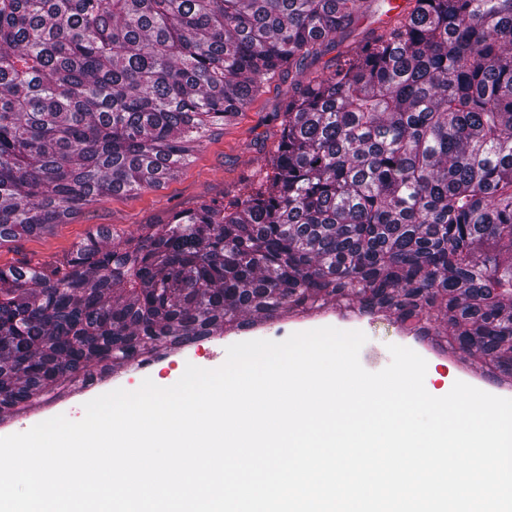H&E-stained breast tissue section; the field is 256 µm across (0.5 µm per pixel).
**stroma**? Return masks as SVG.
Instances as JSON below:
<instances>
[{
    "label": "stroma",
    "mask_w": 512,
    "mask_h": 512,
    "mask_svg": "<svg viewBox=\"0 0 512 512\" xmlns=\"http://www.w3.org/2000/svg\"><path fill=\"white\" fill-rule=\"evenodd\" d=\"M387 9L379 0L372 12L337 36L335 43L324 46L312 63L317 72L334 70L336 57L347 45L359 41L364 32L377 26ZM291 89L289 81H276L252 105L225 126L213 129L202 146L181 167L178 176L161 187L102 197L88 211L41 236H24L0 245V266H18L29 262L52 268L98 228L132 232L143 224L167 222L178 210L190 209L204 199H230L243 188L257 187L263 176L265 155L279 140L278 113ZM332 326L340 330H358L376 337L382 344L377 360L389 359V345L414 346V336L403 332L386 314L358 315L339 305H327L319 312L302 316L286 313L273 320L254 319L249 326L225 329L195 343L164 351L149 366L124 368L105 380L72 391L54 402L39 404L26 413L27 426H34L58 415L69 414L72 406L84 405L95 397L123 388L133 391L144 379L161 387L176 382L187 365L205 369L220 367L226 360L228 346L253 339L282 341L296 332Z\"/></svg>",
    "instance_id": "obj_1"
}]
</instances>
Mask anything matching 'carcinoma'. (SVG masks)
Here are the masks:
<instances>
[{
	"label": "carcinoma",
	"mask_w": 512,
	"mask_h": 512,
	"mask_svg": "<svg viewBox=\"0 0 512 512\" xmlns=\"http://www.w3.org/2000/svg\"><path fill=\"white\" fill-rule=\"evenodd\" d=\"M375 2L0 0V244L160 187L293 81L259 188L0 267L1 413L332 299L415 336L438 313L512 375V0H408L309 75Z\"/></svg>",
	"instance_id": "cac0c4a2"
}]
</instances>
